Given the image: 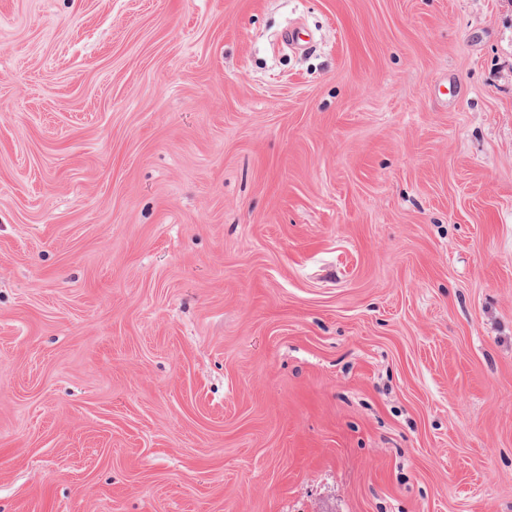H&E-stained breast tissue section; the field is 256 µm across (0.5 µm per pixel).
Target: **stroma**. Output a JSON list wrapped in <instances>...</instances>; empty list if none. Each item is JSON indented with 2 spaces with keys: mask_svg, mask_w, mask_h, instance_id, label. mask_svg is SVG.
Returning <instances> with one entry per match:
<instances>
[{
  "mask_svg": "<svg viewBox=\"0 0 512 512\" xmlns=\"http://www.w3.org/2000/svg\"><path fill=\"white\" fill-rule=\"evenodd\" d=\"M0 512H512V0H0Z\"/></svg>",
  "mask_w": 512,
  "mask_h": 512,
  "instance_id": "stroma-1",
  "label": "stroma"
}]
</instances>
